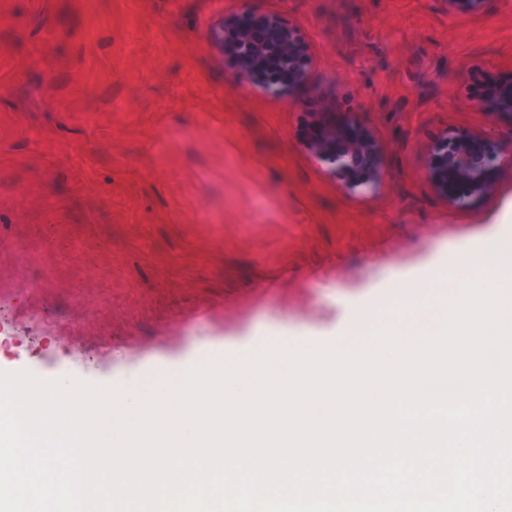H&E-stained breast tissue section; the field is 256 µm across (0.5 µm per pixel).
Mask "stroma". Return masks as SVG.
I'll return each mask as SVG.
<instances>
[{"instance_id": "obj_1", "label": "stroma", "mask_w": 512, "mask_h": 512, "mask_svg": "<svg viewBox=\"0 0 512 512\" xmlns=\"http://www.w3.org/2000/svg\"><path fill=\"white\" fill-rule=\"evenodd\" d=\"M346 2L262 0L311 60L268 95L225 54L244 0H0V373L144 392L209 338L242 358L417 328L405 283L461 281L512 204V158L463 202L412 159L455 128L512 131L460 102L472 67L512 70V0ZM311 97L358 116L393 172L379 190L312 148ZM174 126L196 132L164 166ZM199 201L222 223L187 222Z\"/></svg>"}]
</instances>
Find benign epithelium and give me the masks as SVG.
Wrapping results in <instances>:
<instances>
[{
	"instance_id": "benign-epithelium-1",
	"label": "benign epithelium",
	"mask_w": 512,
	"mask_h": 512,
	"mask_svg": "<svg viewBox=\"0 0 512 512\" xmlns=\"http://www.w3.org/2000/svg\"><path fill=\"white\" fill-rule=\"evenodd\" d=\"M258 2L254 0L251 6L240 12L238 22L249 24L255 28L258 39L262 42H273L288 50L295 42L288 38L287 32L277 25H264L258 16ZM239 64L247 69L258 72H271L278 69L279 57L266 56L262 58L238 57ZM484 92L476 97H465L463 103L475 105L489 112H504L502 101L512 99V71L501 72L480 66ZM343 145L333 146L325 143L321 150L331 157L337 165L344 167L355 157L363 156L368 159L370 177L366 186L374 188L388 175V169L381 165L368 148V136L364 128L354 120L348 119L341 124ZM451 141L462 146L461 152L451 161L448 167L434 172L440 186L454 196L461 191L487 193L494 187L495 173L500 161L507 155L512 156V135L474 134L467 130L453 133Z\"/></svg>"
}]
</instances>
